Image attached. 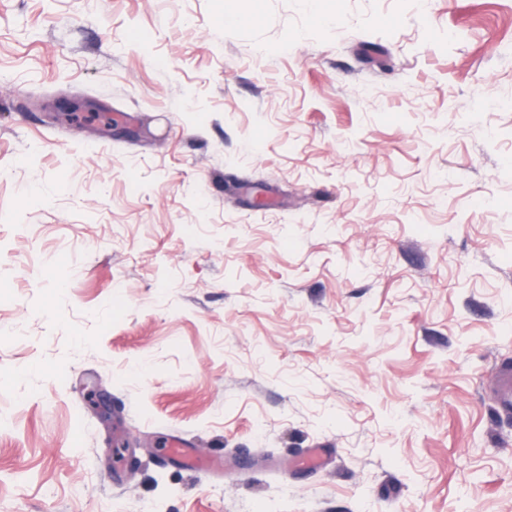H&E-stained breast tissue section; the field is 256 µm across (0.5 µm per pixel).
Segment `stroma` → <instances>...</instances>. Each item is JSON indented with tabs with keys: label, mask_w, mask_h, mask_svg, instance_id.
<instances>
[{
	"label": "stroma",
	"mask_w": 512,
	"mask_h": 512,
	"mask_svg": "<svg viewBox=\"0 0 512 512\" xmlns=\"http://www.w3.org/2000/svg\"><path fill=\"white\" fill-rule=\"evenodd\" d=\"M504 360L512 0H0V512H512ZM496 385L502 394L499 412L504 415L512 414V368L508 365L502 367Z\"/></svg>",
	"instance_id": "35a3bbf8"
}]
</instances>
